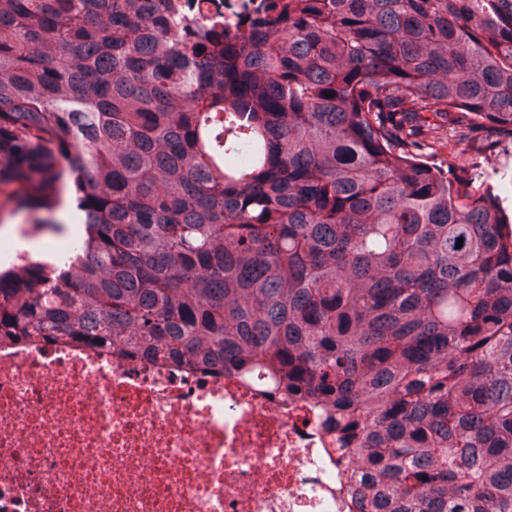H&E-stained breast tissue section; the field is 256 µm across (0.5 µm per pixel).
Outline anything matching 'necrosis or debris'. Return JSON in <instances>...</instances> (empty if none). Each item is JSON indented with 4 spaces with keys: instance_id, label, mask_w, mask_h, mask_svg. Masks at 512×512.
<instances>
[{
    "instance_id": "4bbe7bcc",
    "label": "necrosis or debris",
    "mask_w": 512,
    "mask_h": 512,
    "mask_svg": "<svg viewBox=\"0 0 512 512\" xmlns=\"http://www.w3.org/2000/svg\"><path fill=\"white\" fill-rule=\"evenodd\" d=\"M51 259L75 240L0 236ZM355 469L303 404L166 359L0 337V512H359Z\"/></svg>"
}]
</instances>
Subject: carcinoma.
Returning a JSON list of instances; mask_svg holds the SVG:
<instances>
[{"label": "carcinoma", "instance_id": "obj_1", "mask_svg": "<svg viewBox=\"0 0 512 512\" xmlns=\"http://www.w3.org/2000/svg\"><path fill=\"white\" fill-rule=\"evenodd\" d=\"M187 2L0 0V183L83 229L0 269V336L263 371L363 512H512V217L458 163L512 145V0ZM246 0H195L189 2L191 11L207 17H224V22L235 28L239 15L244 12Z\"/></svg>", "mask_w": 512, "mask_h": 512}]
</instances>
